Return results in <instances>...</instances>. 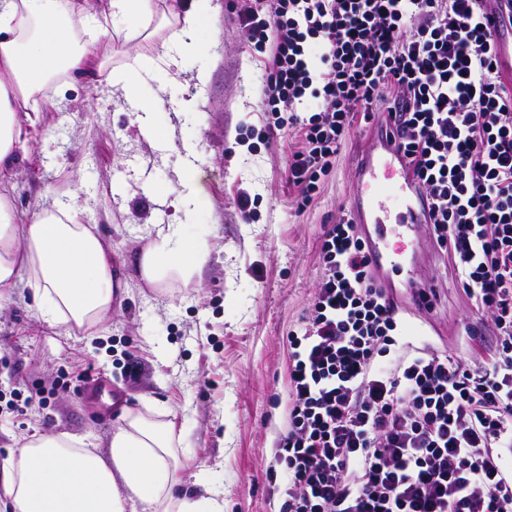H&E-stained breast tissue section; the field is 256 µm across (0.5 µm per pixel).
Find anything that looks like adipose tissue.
Segmentation results:
<instances>
[{
    "instance_id": "ef3b65f1",
    "label": "adipose tissue",
    "mask_w": 512,
    "mask_h": 512,
    "mask_svg": "<svg viewBox=\"0 0 512 512\" xmlns=\"http://www.w3.org/2000/svg\"><path fill=\"white\" fill-rule=\"evenodd\" d=\"M212 16L211 0H172L158 16L153 0H102L88 11L83 0H0V170L20 151L23 116L58 109L42 94L59 73L88 85L105 81L119 90L131 83L127 69H108L105 58L77 46L71 33L80 20L91 38L107 34L110 20L127 22L125 39L167 30L161 61L177 65L194 51ZM210 252L207 240H186L180 225L159 230L142 251L140 273L150 284L190 285ZM27 279L35 316L65 335L98 329L112 312L118 275L99 237L79 220L75 202L37 206L24 228L13 222L11 189L0 183V289ZM152 406L126 411L112 433L108 457L78 447L65 433L28 441L0 467V497L12 512H223L212 488L201 495L182 490L184 464L173 420H158Z\"/></svg>"
}]
</instances>
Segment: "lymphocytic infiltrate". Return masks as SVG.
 Segmentation results:
<instances>
[{"label": "lymphocytic infiltrate", "mask_w": 512, "mask_h": 512, "mask_svg": "<svg viewBox=\"0 0 512 512\" xmlns=\"http://www.w3.org/2000/svg\"><path fill=\"white\" fill-rule=\"evenodd\" d=\"M480 0H254L239 16L270 130L303 141L288 179L311 196L355 113L388 107L426 222L460 288L490 313L488 367L398 340V308L348 218L322 227V275L291 332L279 512H512V82ZM318 110L296 112L305 98Z\"/></svg>", "instance_id": "1"}]
</instances>
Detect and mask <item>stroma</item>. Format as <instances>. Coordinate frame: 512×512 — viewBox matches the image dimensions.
<instances>
[{"label":"stroma","instance_id":"35a3bbf8","mask_svg":"<svg viewBox=\"0 0 512 512\" xmlns=\"http://www.w3.org/2000/svg\"><path fill=\"white\" fill-rule=\"evenodd\" d=\"M213 16L196 51L178 66L159 61L166 32L153 39L108 42L111 66L133 70L135 95L153 103L156 138H146L123 91L102 84L87 94L65 76L46 94L65 105L39 113L27 127L26 150L0 179L13 187V222L25 226L36 204L76 198L81 220L101 239L124 284L112 313L93 335L71 336L39 322L33 291L18 283L0 299V391L18 395L17 411L0 409V461L32 436L63 432L108 456L123 410L152 402L181 434L185 493L208 481L224 512H277L281 473H269L289 401L288 333L298 328L320 274L321 226L347 211L356 192L355 167L368 129L355 123L309 201L288 183L300 145L281 132L266 141L269 115L259 74L265 55L250 49L237 24L250 0H212ZM194 98L196 108L177 104ZM202 173L206 195L185 209L187 165ZM256 201L251 216L240 193ZM183 227L206 238L210 256L191 286L154 287L140 277L141 251L157 231ZM402 244L417 277L435 289L432 311L415 308L407 278L394 281L404 334L415 345L489 365L496 331L472 305L431 229L418 227ZM103 379L112 404L88 394Z\"/></svg>","mask_w":512,"mask_h":512}]
</instances>
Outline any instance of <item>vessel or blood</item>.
<instances>
[{"label":"vessel or blood","instance_id":"vessel-or-blood-1","mask_svg":"<svg viewBox=\"0 0 512 512\" xmlns=\"http://www.w3.org/2000/svg\"><path fill=\"white\" fill-rule=\"evenodd\" d=\"M485 23L492 35L494 51L502 76L512 79V0H485ZM358 180L366 192L352 206L354 220L374 227L369 253L377 269L399 273L405 269L401 252L386 250V214H395L399 226L412 230L423 221L424 200L414 187L408 161L391 140L388 128H380L375 142L366 153L358 171ZM391 189L387 199H380L378 184Z\"/></svg>","mask_w":512,"mask_h":512}]
</instances>
